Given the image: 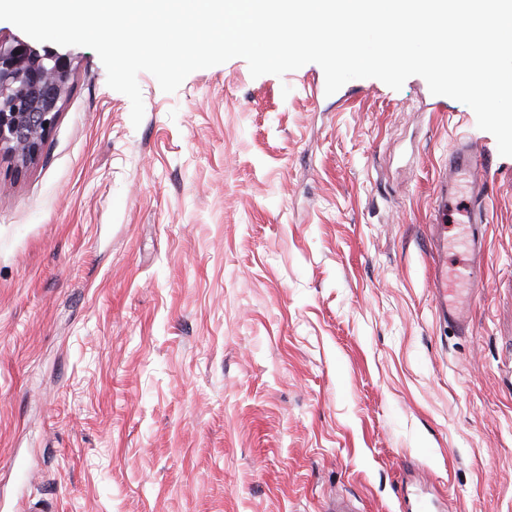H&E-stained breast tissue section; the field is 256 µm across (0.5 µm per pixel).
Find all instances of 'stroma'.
Masks as SVG:
<instances>
[{
    "mask_svg": "<svg viewBox=\"0 0 512 512\" xmlns=\"http://www.w3.org/2000/svg\"><path fill=\"white\" fill-rule=\"evenodd\" d=\"M73 86L0 159L6 512H512V157L419 76L331 95L245 59ZM492 156L471 328L427 224L455 135ZM476 264H467L462 270L453 268L448 272V262L442 264V268L436 274L432 288L435 290L439 313L443 318L448 319V325L455 327L458 331H466L470 321L461 313L456 303L450 298L452 288H448V279L469 280L477 270Z\"/></svg>",
    "mask_w": 512,
    "mask_h": 512,
    "instance_id": "1",
    "label": "stroma"
}]
</instances>
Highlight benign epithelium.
Here are the masks:
<instances>
[{
    "label": "benign epithelium",
    "mask_w": 512,
    "mask_h": 512,
    "mask_svg": "<svg viewBox=\"0 0 512 512\" xmlns=\"http://www.w3.org/2000/svg\"><path fill=\"white\" fill-rule=\"evenodd\" d=\"M72 78L71 60L0 37V157L16 173L39 161Z\"/></svg>",
    "instance_id": "obj_1"
}]
</instances>
